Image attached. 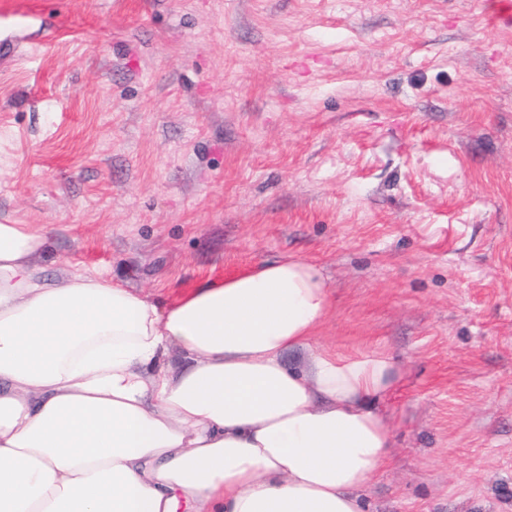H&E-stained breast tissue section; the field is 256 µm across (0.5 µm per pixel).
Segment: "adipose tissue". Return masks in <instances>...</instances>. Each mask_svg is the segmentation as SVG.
<instances>
[{
	"instance_id": "1",
	"label": "adipose tissue",
	"mask_w": 512,
	"mask_h": 512,
	"mask_svg": "<svg viewBox=\"0 0 512 512\" xmlns=\"http://www.w3.org/2000/svg\"><path fill=\"white\" fill-rule=\"evenodd\" d=\"M45 245L0 224V512H362L390 444L376 403L401 375L311 348L329 298L314 265L162 307L101 273L48 280Z\"/></svg>"
}]
</instances>
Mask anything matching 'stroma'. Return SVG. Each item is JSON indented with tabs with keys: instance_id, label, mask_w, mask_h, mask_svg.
Returning <instances> with one entry per match:
<instances>
[{
	"instance_id": "stroma-1",
	"label": "stroma",
	"mask_w": 512,
	"mask_h": 512,
	"mask_svg": "<svg viewBox=\"0 0 512 512\" xmlns=\"http://www.w3.org/2000/svg\"><path fill=\"white\" fill-rule=\"evenodd\" d=\"M488 0H0V224L161 303L296 256L390 357L364 512H512V20Z\"/></svg>"
}]
</instances>
